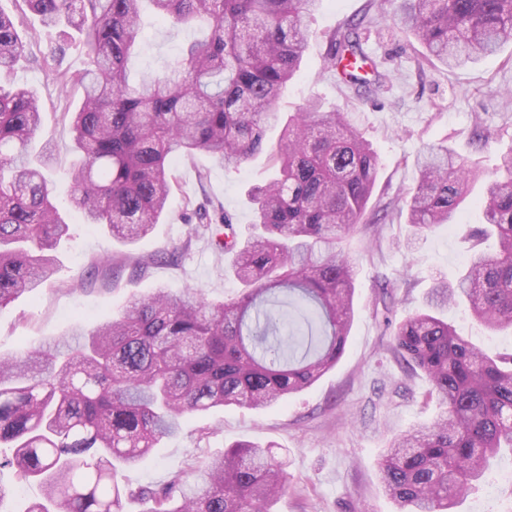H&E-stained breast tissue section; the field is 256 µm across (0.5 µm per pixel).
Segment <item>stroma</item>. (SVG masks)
I'll use <instances>...</instances> for the list:
<instances>
[{"instance_id":"1","label":"stroma","mask_w":512,"mask_h":512,"mask_svg":"<svg viewBox=\"0 0 512 512\" xmlns=\"http://www.w3.org/2000/svg\"><path fill=\"white\" fill-rule=\"evenodd\" d=\"M0 9L27 37V53L10 79L38 93L43 115L35 142L53 146L52 173L60 175L74 155L72 131L63 118L69 101L57 87L56 71L82 72L85 49L78 39L42 27L22 0H0ZM394 11L393 0H324L307 21L306 56L283 91L280 111L295 112L314 98L324 109L350 113L379 157L377 201L411 187L417 178L415 155L439 142L491 176L499 154L512 149V38L498 53L450 69L424 60L422 47L397 25ZM356 20L366 51L387 75L368 99L336 83L327 69L331 35ZM202 34L199 27L176 26L145 12L130 78L165 71L183 46ZM479 126L491 134L480 151L472 141ZM273 175L266 153L235 169L197 154L178 166L166 217L132 244L112 238L105 225L85 223L73 211L66 186H59L55 203L67 213L72 236L56 250V276L0 311V354L56 343L78 322L90 328L111 320L128 300L161 286L175 292L199 288L216 300L235 295L239 285L230 271L231 256H217L206 238H197L188 253L171 256L191 222L185 201L223 206L244 237L253 222L249 192ZM482 189L475 183L453 222L425 233L412 248L404 246L411 228L403 213L381 221L377 240L359 233L344 240L343 250L356 263L355 318L336 366L274 408L230 406L189 416L177 437L162 440L140 463L124 468V480L135 487L157 485L231 445L273 441L288 450V492L271 512H397L381 489L378 459L392 436L432 423L439 405L428 378L419 373L405 380L389 351L391 337L377 311L379 287L409 275L410 287L394 291L392 317L399 321L421 307L436 275L456 281L483 248L463 232L464 226L482 223ZM446 315L461 335L487 352H512V335L487 331L464 306L449 307ZM511 470V456L496 461L458 512H512V484L502 480Z\"/></svg>"}]
</instances>
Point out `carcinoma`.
Returning <instances> with one entry per match:
<instances>
[{
    "mask_svg": "<svg viewBox=\"0 0 512 512\" xmlns=\"http://www.w3.org/2000/svg\"><path fill=\"white\" fill-rule=\"evenodd\" d=\"M46 28H69L86 49L85 71L57 74L64 93L82 88L65 112L75 161L64 171L75 210L88 224L134 242L166 212L178 182L173 162L200 152L235 167L263 151L279 121L275 104L300 68L307 17L322 0H150L176 24H203L160 76L129 81L128 60L143 0H24ZM396 15L426 51L448 67L496 52L512 37V0H396ZM25 42L0 9V309L57 272L54 250L70 235L52 202L51 150L33 151L42 112L35 93L6 78ZM330 71L365 96L387 79L364 53L357 25L332 40ZM369 71L370 76L363 75ZM277 174L252 188L258 232L239 244L233 218L188 198L197 224L173 252L201 235L235 253L242 285L212 301L198 288H157L129 301L117 318L44 349L0 356V468L35 481L42 497L25 512H271L288 490L271 447L245 442L179 471L158 487L129 488L119 470L144 459L183 419L215 407H271L312 386L344 352L354 318L356 266L342 240L365 219L379 170L372 145L348 113L308 99L288 116L276 150ZM415 184L400 198L415 232L450 223L469 185L482 177L448 146L416 156ZM480 205L498 249L473 257L453 285L439 277L424 310L393 325L391 351L423 372L441 411L429 427L389 440L379 473L402 512H454L491 460L512 451V357L487 354L438 317L467 304L491 330L512 329V152L501 158Z\"/></svg>",
    "mask_w": 512,
    "mask_h": 512,
    "instance_id": "obj_1",
    "label": "carcinoma"
}]
</instances>
